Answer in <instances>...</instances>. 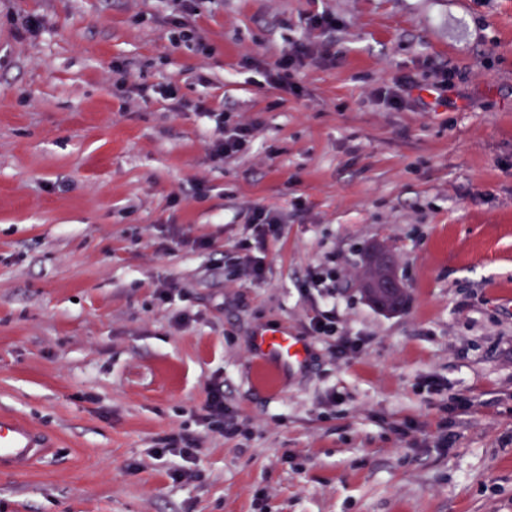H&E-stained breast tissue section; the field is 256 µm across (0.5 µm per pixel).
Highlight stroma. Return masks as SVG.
I'll return each instance as SVG.
<instances>
[{
	"label": "stroma",
	"instance_id": "1",
	"mask_svg": "<svg viewBox=\"0 0 512 512\" xmlns=\"http://www.w3.org/2000/svg\"><path fill=\"white\" fill-rule=\"evenodd\" d=\"M199 4L206 56L169 0H0V416L50 444L0 512H512V0ZM303 40L330 60L283 94L263 71ZM440 70L436 110L377 96ZM206 107L247 152L212 161ZM255 210L260 280L233 273ZM376 242L392 315L355 288ZM276 327L308 356L265 382ZM214 388L246 435L205 434ZM182 428L200 448L156 456ZM249 224H255L254 245L248 240L242 241L238 245L240 252L244 255L239 257V270L246 276L259 280L264 275V268L254 263L249 253L254 248L264 247L268 237H276L279 234V223L274 215L269 212L258 211L253 213Z\"/></svg>",
	"mask_w": 512,
	"mask_h": 512
}]
</instances>
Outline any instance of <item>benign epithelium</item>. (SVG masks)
Returning a JSON list of instances; mask_svg holds the SVG:
<instances>
[{
  "instance_id": "7a95c632",
  "label": "benign epithelium",
  "mask_w": 512,
  "mask_h": 512,
  "mask_svg": "<svg viewBox=\"0 0 512 512\" xmlns=\"http://www.w3.org/2000/svg\"><path fill=\"white\" fill-rule=\"evenodd\" d=\"M356 287L366 303L384 314H395L402 309L407 287L399 277L390 247L374 244L369 247L363 274Z\"/></svg>"
}]
</instances>
